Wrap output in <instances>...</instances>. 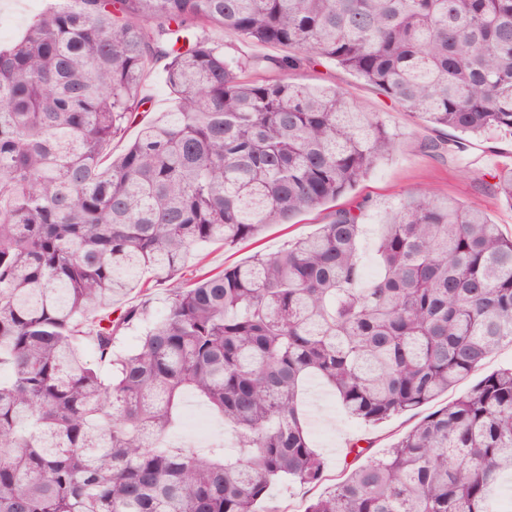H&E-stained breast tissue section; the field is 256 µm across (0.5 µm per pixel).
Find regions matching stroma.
I'll return each mask as SVG.
<instances>
[{"instance_id":"35a3bbf8","label":"stroma","mask_w":512,"mask_h":512,"mask_svg":"<svg viewBox=\"0 0 512 512\" xmlns=\"http://www.w3.org/2000/svg\"><path fill=\"white\" fill-rule=\"evenodd\" d=\"M52 0H0V24L11 29V40H18L29 24L43 13ZM166 59L154 61L142 87V96L148 104L143 121L156 120L163 113L172 111L176 98L165 83ZM294 81L306 85L333 84L347 91L350 97L368 111L379 113L395 136L393 153L381 161L369 176L352 190L340 197L338 206H349L367 201L368 207L362 222L367 229L381 223L387 211L409 193L427 189L439 196L450 197L461 203L482 209L499 225L503 234L512 235V208L503 205L485 188L481 175L496 168L512 166V135L492 133L478 137H461L450 128H441L424 119L399 110L372 86L355 75L325 61L321 65L298 71ZM463 141L465 147L435 157L424 149L431 141ZM330 206L300 216L298 223L269 227L258 241L247 242L234 250L223 246L204 247L189 259L186 277L206 272H218L224 267L241 262L257 253H272L289 240L315 232L318 225L326 223ZM308 411L311 429H323V436L313 439V445L325 464L327 483H335L344 475L346 443L354 438L368 439L367 458H376L415 423V416L405 414L394 417L380 426H365L350 420L343 409L320 390H312Z\"/></svg>"}]
</instances>
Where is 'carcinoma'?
Here are the masks:
<instances>
[{"label":"carcinoma","mask_w":512,"mask_h":512,"mask_svg":"<svg viewBox=\"0 0 512 512\" xmlns=\"http://www.w3.org/2000/svg\"><path fill=\"white\" fill-rule=\"evenodd\" d=\"M212 26L288 53L228 58ZM158 58L176 109L111 159ZM323 60L440 127L512 133V0H59L0 48V512H279L272 485L325 477L310 383L378 424L512 346V236L425 190L379 225L372 276L362 201L277 252L185 277L199 248L293 223L394 149L377 113L292 81ZM491 178L512 208V168ZM146 274L169 284L166 312L112 317ZM189 396L233 448L169 439ZM506 474L512 367L304 512H500Z\"/></svg>","instance_id":"cac0c4a2"}]
</instances>
